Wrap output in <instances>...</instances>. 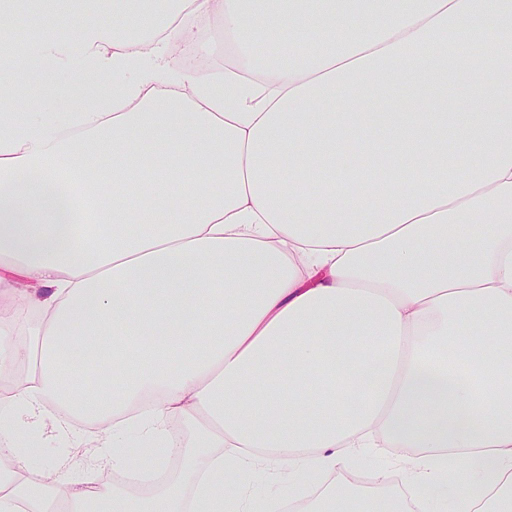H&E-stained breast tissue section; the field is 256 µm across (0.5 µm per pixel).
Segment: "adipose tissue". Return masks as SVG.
I'll use <instances>...</instances> for the list:
<instances>
[{
	"label": "adipose tissue",
	"instance_id": "1",
	"mask_svg": "<svg viewBox=\"0 0 512 512\" xmlns=\"http://www.w3.org/2000/svg\"><path fill=\"white\" fill-rule=\"evenodd\" d=\"M96 2L0 0L35 26L0 45V512H277L265 462L301 512H408L301 474L386 447L426 512H512V0H112L71 31ZM275 13L344 50L260 57ZM188 47L209 68L156 90ZM352 141L380 164L337 175ZM77 420L96 446L41 463L30 432Z\"/></svg>",
	"mask_w": 512,
	"mask_h": 512
}]
</instances>
